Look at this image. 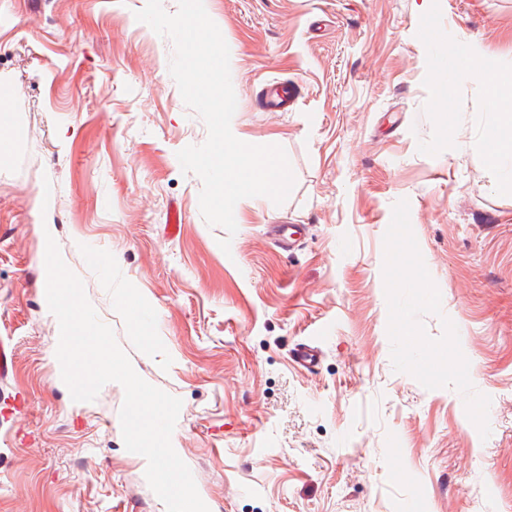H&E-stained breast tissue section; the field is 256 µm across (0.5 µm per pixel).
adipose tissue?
Listing matches in <instances>:
<instances>
[{
    "instance_id": "obj_1",
    "label": "adipose tissue",
    "mask_w": 512,
    "mask_h": 512,
    "mask_svg": "<svg viewBox=\"0 0 512 512\" xmlns=\"http://www.w3.org/2000/svg\"><path fill=\"white\" fill-rule=\"evenodd\" d=\"M481 82L490 105L487 122L490 149L486 163L501 180L512 183V113L500 111L498 108L502 90H512V71H492L482 76Z\"/></svg>"
}]
</instances>
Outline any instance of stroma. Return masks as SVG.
Returning <instances> with one entry per match:
<instances>
[{"label":"stroma","mask_w":512,"mask_h":512,"mask_svg":"<svg viewBox=\"0 0 512 512\" xmlns=\"http://www.w3.org/2000/svg\"><path fill=\"white\" fill-rule=\"evenodd\" d=\"M146 2L0 0V512H166L124 447L122 386L76 402L62 380L50 237L135 372L182 399L173 438L211 512H512V186L487 168L474 76L512 68V0H208L232 124L295 176L282 205H236L231 237L177 159L207 129ZM451 46L473 53L439 75ZM270 82L288 111L256 109ZM274 224L302 229L292 252Z\"/></svg>","instance_id":"stroma-1"}]
</instances>
